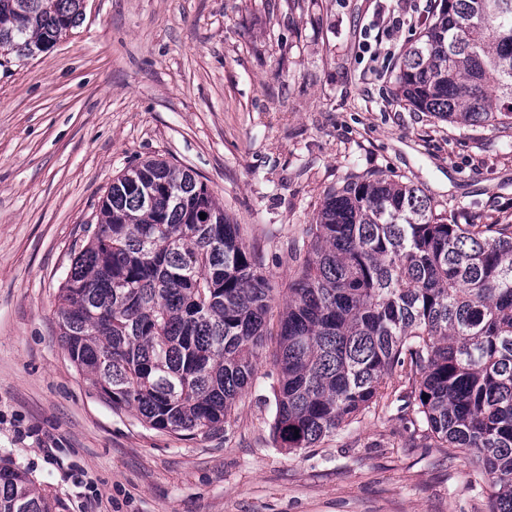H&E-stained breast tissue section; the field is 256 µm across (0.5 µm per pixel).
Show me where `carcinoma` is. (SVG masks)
<instances>
[{"label": "carcinoma", "instance_id": "1", "mask_svg": "<svg viewBox=\"0 0 512 512\" xmlns=\"http://www.w3.org/2000/svg\"><path fill=\"white\" fill-rule=\"evenodd\" d=\"M82 16L83 0H0V66ZM396 84L450 123L512 124V0H440ZM97 218L58 296L70 360L153 429H222L274 292L240 225L192 170L159 159L112 180ZM306 237L278 332L276 443L313 447L402 377L424 435L473 455L491 512H512V224L451 223L419 187L375 177L327 193ZM0 512L64 506L0 460Z\"/></svg>", "mask_w": 512, "mask_h": 512}]
</instances>
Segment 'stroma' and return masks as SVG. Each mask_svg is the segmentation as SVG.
I'll return each instance as SVG.
<instances>
[{"label":"stroma","mask_w":512,"mask_h":512,"mask_svg":"<svg viewBox=\"0 0 512 512\" xmlns=\"http://www.w3.org/2000/svg\"><path fill=\"white\" fill-rule=\"evenodd\" d=\"M438 0H85L49 51L0 67V459L67 512H490L470 455L435 447L387 384L314 447L275 443V342L222 431L113 410L70 361L57 294L128 165L194 170L275 292L326 192L414 184L459 224H512V125L460 126L397 92V56ZM403 24L386 36L389 21Z\"/></svg>","instance_id":"obj_1"}]
</instances>
